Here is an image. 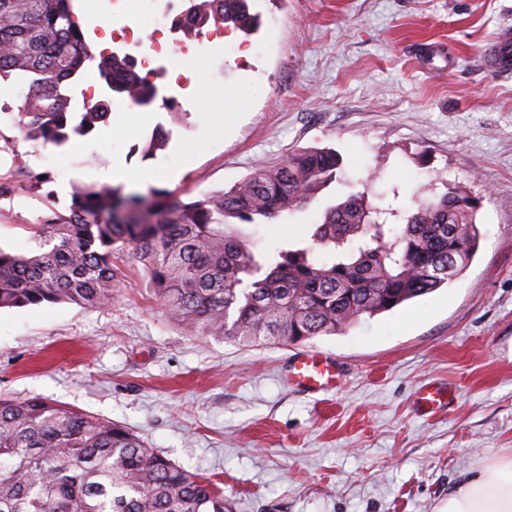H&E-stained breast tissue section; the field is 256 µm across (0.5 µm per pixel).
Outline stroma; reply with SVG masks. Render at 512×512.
<instances>
[{
    "instance_id": "1",
    "label": "stroma",
    "mask_w": 512,
    "mask_h": 512,
    "mask_svg": "<svg viewBox=\"0 0 512 512\" xmlns=\"http://www.w3.org/2000/svg\"><path fill=\"white\" fill-rule=\"evenodd\" d=\"M246 54L205 48L177 108L154 104L62 147L24 141L0 112V247L37 251L39 226L67 213L71 185L113 165L151 172L124 192L192 200L261 162L331 148L343 181L308 208L247 224L261 252L307 242L326 206L360 191L457 187L476 199L478 250L448 286L298 345L240 347L187 334L124 257L107 305L0 310V394L41 397L124 425L171 462L209 477L233 512H439L475 465L512 451V75L484 50L512 27V0H252ZM163 150L144 158L156 131ZM336 358L335 390L286 384L293 356ZM449 407L416 412L422 386Z\"/></svg>"
}]
</instances>
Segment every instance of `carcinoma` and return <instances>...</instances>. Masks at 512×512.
I'll return each mask as SVG.
<instances>
[{"mask_svg":"<svg viewBox=\"0 0 512 512\" xmlns=\"http://www.w3.org/2000/svg\"><path fill=\"white\" fill-rule=\"evenodd\" d=\"M174 30L195 37L211 23L249 36V0H189ZM75 0H0V81L30 83L18 106L27 141L60 145L108 124L113 99L152 105L156 86L131 56L99 55L107 89L70 111L69 86L89 43ZM326 148L290 151L217 195L185 201L106 184H76L70 215L47 225L42 251L0 248V309L45 303L98 306L123 287L116 256L130 251L157 300L191 336L242 347L298 344L346 332L459 277L476 254L477 206L452 188L413 195L351 194L325 208L310 242L270 256L240 224L271 222L308 207L340 180ZM402 223H397V220ZM0 512H232L224 492L149 447L131 429L51 404L0 396Z\"/></svg>","mask_w":512,"mask_h":512,"instance_id":"obj_1","label":"carcinoma"}]
</instances>
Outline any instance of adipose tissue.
<instances>
[{
    "label": "adipose tissue",
    "mask_w": 512,
    "mask_h": 512,
    "mask_svg": "<svg viewBox=\"0 0 512 512\" xmlns=\"http://www.w3.org/2000/svg\"><path fill=\"white\" fill-rule=\"evenodd\" d=\"M442 512H512V454L477 468Z\"/></svg>",
    "instance_id": "1"
}]
</instances>
